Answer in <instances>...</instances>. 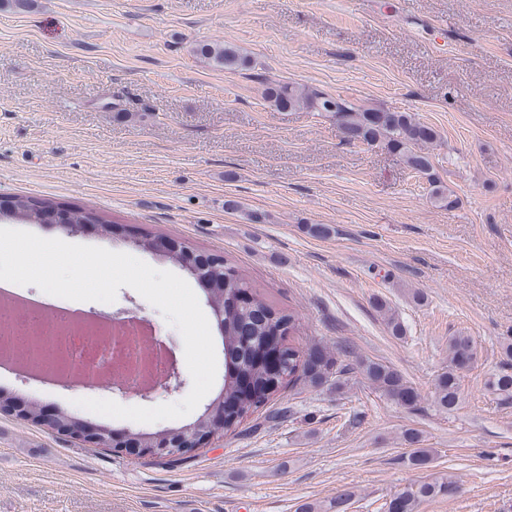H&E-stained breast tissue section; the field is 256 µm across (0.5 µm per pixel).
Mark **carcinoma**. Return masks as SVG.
<instances>
[{"label": "carcinoma", "instance_id": "1", "mask_svg": "<svg viewBox=\"0 0 512 512\" xmlns=\"http://www.w3.org/2000/svg\"><path fill=\"white\" fill-rule=\"evenodd\" d=\"M197 53L205 59L226 69H246L249 61L231 47L220 43H206L197 47ZM265 99L281 111L305 110L327 112L336 118L340 130L349 132L350 144H383L400 156L412 170L431 175L432 163L430 146L437 143V130L407 112H398L358 105L339 95L334 96L318 89L263 79L261 81ZM434 202L443 208L453 209L457 199L444 186L432 181ZM14 213L10 218L24 224H46L51 218L44 216V210L56 205L29 197H16ZM67 220L71 224H107L109 220L99 213L77 207L67 208ZM212 274V298L217 303H232L235 310L224 314V356L230 360L231 368L257 383L262 394L254 396L240 391L231 376L224 375V433L236 431L239 425L278 391L301 381L320 384L331 370L336 376L347 374L351 366L324 348L303 350L289 341L297 331V317L292 312L276 309L254 291L251 282L228 262L224 267L206 268ZM378 311L387 316V325L394 336L403 335L399 318L389 309L384 300L375 301ZM286 335L283 342L287 357L281 374H276L262 363L270 338ZM477 352L470 337L452 336L448 340V370L442 372L436 381L438 405L445 409L456 406L460 398L458 371L474 364ZM363 370L370 384L395 403L414 407L418 394L395 370L378 362L363 364ZM491 387L499 394L512 398V372L504 369L490 381ZM403 440L411 451L406 457L408 466L422 468L430 463L429 451L418 448V434L408 430ZM454 481L448 477H434L429 481L411 485L390 501V512H416L419 503L427 498L449 493ZM351 494L342 493L322 503H305L301 512H346Z\"/></svg>", "mask_w": 512, "mask_h": 512}]
</instances>
